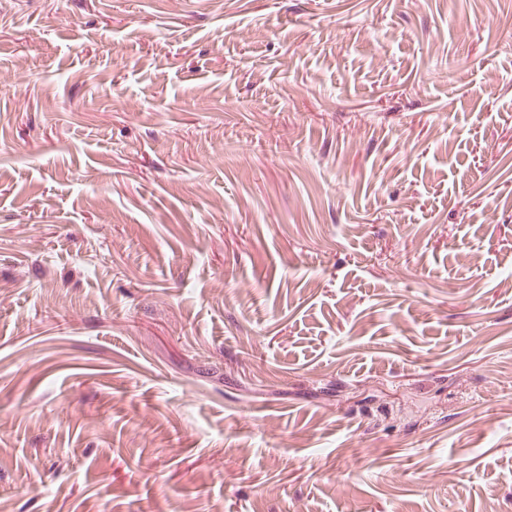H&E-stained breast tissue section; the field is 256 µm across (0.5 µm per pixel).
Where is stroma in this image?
<instances>
[{
    "label": "stroma",
    "instance_id": "1",
    "mask_svg": "<svg viewBox=\"0 0 512 512\" xmlns=\"http://www.w3.org/2000/svg\"><path fill=\"white\" fill-rule=\"evenodd\" d=\"M0 512H512V0H0Z\"/></svg>",
    "mask_w": 512,
    "mask_h": 512
}]
</instances>
